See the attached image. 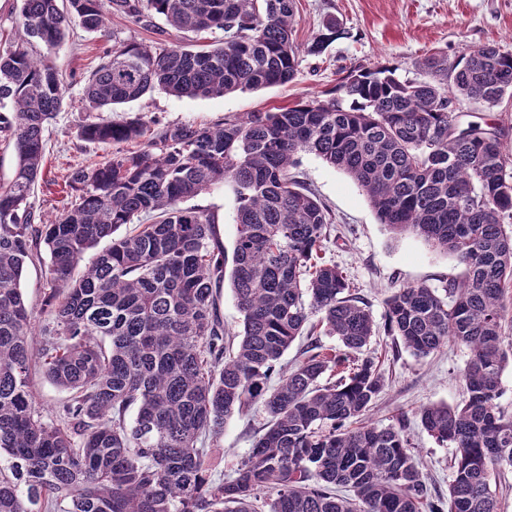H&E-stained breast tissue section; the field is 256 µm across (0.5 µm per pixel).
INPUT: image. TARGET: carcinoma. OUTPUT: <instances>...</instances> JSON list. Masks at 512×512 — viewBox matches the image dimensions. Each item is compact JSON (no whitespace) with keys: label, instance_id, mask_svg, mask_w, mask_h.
Returning <instances> with one entry per match:
<instances>
[{"label":"carcinoma","instance_id":"cac0c4a2","mask_svg":"<svg viewBox=\"0 0 512 512\" xmlns=\"http://www.w3.org/2000/svg\"><path fill=\"white\" fill-rule=\"evenodd\" d=\"M19 2L0 47V136L16 153L0 187V512H500L492 480L512 470V413L499 405L512 363V160L499 123L454 106L512 98V51L434 52L419 62L426 80L359 66L325 98L208 126L89 120L80 140L112 152L72 170L69 201L39 222L30 198L65 94L52 53L73 23L103 32L116 14L146 30L161 17L183 33H223L196 48L117 42L84 84L92 111L154 88L214 98L284 85L301 51L295 0ZM340 35L329 20L303 52L319 56ZM303 154L348 174L392 234L463 266L440 290L403 286L385 300L388 332L415 356L449 342L470 352L462 402L419 413L454 449L446 502L428 493L405 415L366 422L386 385L365 354L375 321L320 257L335 216L290 175ZM225 182L236 200L230 257L218 215L181 206ZM44 252L38 327L20 284ZM227 276L237 341L221 313ZM319 328L339 346L279 366ZM39 368L67 393L48 410L34 396ZM256 403L263 433L233 476L210 479L224 422Z\"/></svg>","mask_w":512,"mask_h":512}]
</instances>
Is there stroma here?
Instances as JSON below:
<instances>
[{"mask_svg":"<svg viewBox=\"0 0 512 512\" xmlns=\"http://www.w3.org/2000/svg\"><path fill=\"white\" fill-rule=\"evenodd\" d=\"M294 38L307 45L327 19H336L341 35L323 54L302 55L295 79L284 85L230 93L218 98H178L154 90L112 112H88L82 100L83 80L114 39L155 40L130 19L110 18L108 29L92 33L75 28L56 50V63L65 79L63 106L46 133V158L31 202L37 215L52 219L63 206L64 181L72 168L100 160L104 146L83 142L80 127L88 120L113 121L139 117L161 124L203 125L246 112H265L336 86L354 66L393 65L403 79L418 78V61L437 50L456 57L471 45L493 43L512 51V0H296ZM336 216L335 228L324 243L322 256L347 275L353 293L368 303L377 331L367 347L379 360L387 386L369 415L384 427L394 415L408 419L409 434L419 451L423 471L436 492L447 494L451 448L440 447L422 431L418 411L430 405L460 403L459 374L469 352L448 344L419 359L394 351L387 336L384 301L393 289L424 284L444 286L462 271L457 261L434 251L412 235L394 236L380 224L366 195L344 172L320 158L305 154L295 170ZM192 206L215 211L225 246L236 237L235 195L230 184L213 187L191 200ZM265 421L259 408L233 414L224 425L219 448L213 449L209 471L214 478L231 475L251 449L253 435Z\"/></svg>","mask_w":512,"mask_h":512,"instance_id":"35a3bbf8","label":"stroma"}]
</instances>
